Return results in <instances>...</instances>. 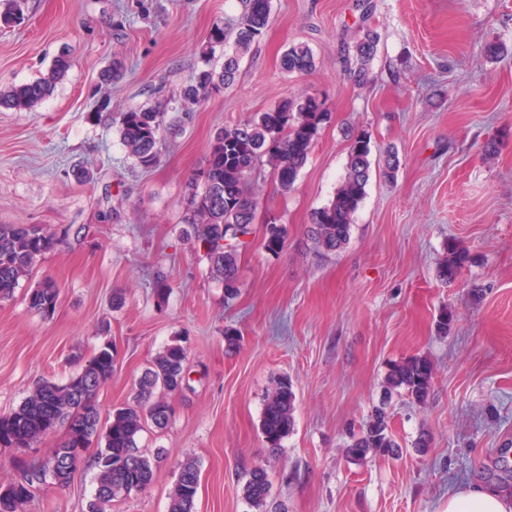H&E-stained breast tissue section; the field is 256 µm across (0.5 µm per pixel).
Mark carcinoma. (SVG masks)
Returning <instances> with one entry per match:
<instances>
[{"instance_id":"obj_1","label":"carcinoma","mask_w":512,"mask_h":512,"mask_svg":"<svg viewBox=\"0 0 512 512\" xmlns=\"http://www.w3.org/2000/svg\"><path fill=\"white\" fill-rule=\"evenodd\" d=\"M25 0H3L0 26H9L23 15ZM271 0H244V12L233 29L215 25L201 50L204 67L184 87L182 102L170 125L178 126L191 117L189 106L230 84L238 70L240 58L246 54L268 25ZM377 35L362 28L353 45V54L346 60L349 77L358 85L369 82V65L376 51ZM224 50L221 71L210 68L216 50ZM287 72L307 73L315 66L310 49L293 45L281 57ZM70 67L62 55L54 61L48 75L33 82L0 90V107L33 109L51 93ZM325 102L306 95L286 99L278 105L254 114L243 123L218 132L209 155L200 171L191 178L192 197L186 223L193 228V249L201 251L211 271L224 282V293L232 298L238 290L237 246L251 234L259 207V196L249 185V176L257 162L264 159L273 170L282 191L291 190L305 166L321 125L328 119ZM164 113L152 108H131L119 113L121 142L128 155L145 169L154 167L159 159L158 144ZM346 171L333 199L316 209L308 227L317 248L333 254L350 240L354 215L366 194L371 168V135L366 131L349 135ZM400 160L392 149L384 151L383 174L392 179ZM64 239L42 227L27 224H0V299L10 297L19 280L34 266L37 259L54 250ZM285 229L280 224L265 225L263 246L277 253L284 247ZM472 255L448 244V255L439 269L441 280L454 279L462 268L472 263ZM59 298V288L44 280L30 290L29 307L39 313H52ZM117 349L111 341L104 342L96 353L65 382L40 383L18 410L0 416V447L15 450L36 444L57 427L66 429L60 447L71 450L70 462L62 465L54 452L45 461L19 460L16 478L0 487V512H23L39 486L47 480L64 487L81 463V451L92 441L103 446L97 449L91 466L96 469V489L88 512H106L121 493L146 488L153 479V464L137 445L138 434L145 420L159 428L172 418L170 403L155 396L161 388L168 393L183 391L190 367L184 346H167L138 380L137 393L130 405L112 410L106 425H101L97 394L112 378ZM433 366L424 356H413L392 364L386 376L388 390L401 389L413 400L426 398L431 387ZM295 393L290 381L277 383L262 412L261 430L269 448H280L281 441L293 428ZM396 456L398 446L389 433V415L385 407L375 409L370 421L359 433L352 435L348 454L363 460L368 453ZM196 464L180 465L178 479L170 497L169 512H193L199 491ZM270 493V481L262 467L252 469L244 485L245 498L262 505Z\"/></svg>"}]
</instances>
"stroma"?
Here are the masks:
<instances>
[{"instance_id": "stroma-1", "label": "stroma", "mask_w": 512, "mask_h": 512, "mask_svg": "<svg viewBox=\"0 0 512 512\" xmlns=\"http://www.w3.org/2000/svg\"><path fill=\"white\" fill-rule=\"evenodd\" d=\"M242 11V0H27L23 21L0 27V90L47 74L61 50L72 59L38 108L0 109V224L67 235L0 300V415L38 383L67 379L73 356L90 358L107 339L118 357L97 401L109 415L177 342L189 385L170 396L168 427L145 424L137 438L153 481L112 512H168L189 459L200 471L196 512H443L450 490L484 485L512 449V0H271L233 84L193 105L184 126L164 127L157 165L142 169L120 141V112L179 106L212 26L235 27ZM366 26L379 45L359 86L345 58ZM298 43L315 66L291 74L280 61ZM490 43L507 56L487 59ZM305 94L323 98L330 119L291 191L266 163L252 172L258 216L237 249L238 293L225 298L184 236L189 181L218 130ZM359 130L374 149L396 150L400 168L392 181L371 172L349 243L324 256L307 228L345 172L347 132ZM271 219L286 229L278 253L263 246ZM451 242L474 261L446 284L438 268ZM159 269L169 283L161 299ZM46 278L60 291L48 316L27 300ZM228 328L239 334L231 349ZM416 354L434 366L422 403L384 388L390 364ZM283 378L294 425L274 451L261 416ZM382 404L401 455L350 458L352 434ZM422 431L432 443L419 453ZM94 453L85 449L70 485L42 486L24 512H87ZM258 465L271 480L260 507L243 493Z\"/></svg>"}]
</instances>
